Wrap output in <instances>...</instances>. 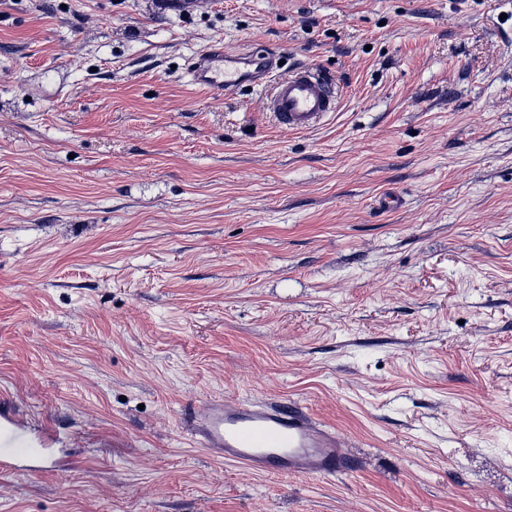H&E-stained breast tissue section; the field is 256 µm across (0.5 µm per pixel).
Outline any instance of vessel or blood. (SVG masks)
Listing matches in <instances>:
<instances>
[{"label":"vessel or blood","mask_w":512,"mask_h":512,"mask_svg":"<svg viewBox=\"0 0 512 512\" xmlns=\"http://www.w3.org/2000/svg\"><path fill=\"white\" fill-rule=\"evenodd\" d=\"M271 52L242 53L221 47L199 52L188 67L190 82L216 95L228 85L271 86L267 105L289 132L314 130L336 110L333 78L314 68H300L272 80ZM195 442L218 460L267 475L336 476L353 472L355 458L331 429L314 423L295 404L219 399L193 425Z\"/></svg>","instance_id":"1"}]
</instances>
